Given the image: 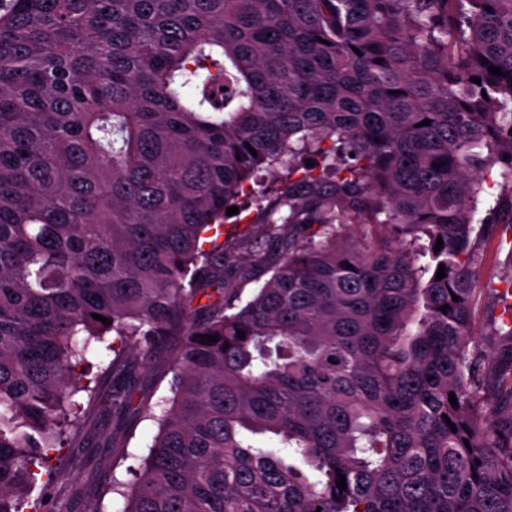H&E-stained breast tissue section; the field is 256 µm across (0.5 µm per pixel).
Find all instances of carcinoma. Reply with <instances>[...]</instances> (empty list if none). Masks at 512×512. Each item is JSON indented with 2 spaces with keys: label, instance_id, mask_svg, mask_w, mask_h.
Listing matches in <instances>:
<instances>
[{
  "label": "carcinoma",
  "instance_id": "1",
  "mask_svg": "<svg viewBox=\"0 0 512 512\" xmlns=\"http://www.w3.org/2000/svg\"><path fill=\"white\" fill-rule=\"evenodd\" d=\"M498 164L512 208V0H0V512H512V348L491 385L471 340ZM132 413V479L77 485ZM157 433V424L151 420H142L138 423L135 429V435L130 441L129 444V452L136 455V459H128L127 461L121 462L116 468H113L112 465L108 472V478L112 481V473L113 475L121 480L127 481L131 478L130 475L126 473V467L129 464H134L136 467L142 462V458L145 457L148 453V447L152 444L153 438Z\"/></svg>",
  "mask_w": 512,
  "mask_h": 512
}]
</instances>
